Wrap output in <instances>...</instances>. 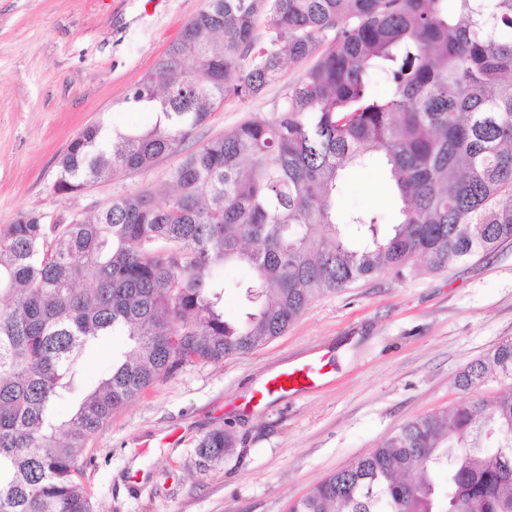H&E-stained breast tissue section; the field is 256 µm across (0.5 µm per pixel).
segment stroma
I'll list each match as a JSON object with an SVG mask.
<instances>
[{
    "label": "stroma",
    "mask_w": 512,
    "mask_h": 512,
    "mask_svg": "<svg viewBox=\"0 0 512 512\" xmlns=\"http://www.w3.org/2000/svg\"><path fill=\"white\" fill-rule=\"evenodd\" d=\"M204 0H0V225L32 212L46 223L87 218L113 197L168 189L167 156L83 192L54 187L57 160L89 126L144 129L155 113L126 103ZM253 99L224 100L187 148L250 118H271L285 82ZM395 203L378 164L349 169L338 211ZM512 340V242L430 273L384 272L314 300L288 330L219 363L189 362L115 411L88 445L83 483L97 512H289L325 476L366 455L404 424L507 391L492 379L460 389V374ZM112 336L81 361L86 384L112 371ZM324 363L314 387L251 406L282 368ZM230 432L217 462L201 457L210 431ZM163 441L145 457L140 445Z\"/></svg>",
    "instance_id": "35a3bbf8"
}]
</instances>
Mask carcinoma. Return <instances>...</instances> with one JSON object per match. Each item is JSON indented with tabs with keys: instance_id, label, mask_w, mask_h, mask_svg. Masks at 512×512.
Returning a JSON list of instances; mask_svg holds the SVG:
<instances>
[{
	"instance_id": "1",
	"label": "carcinoma",
	"mask_w": 512,
	"mask_h": 512,
	"mask_svg": "<svg viewBox=\"0 0 512 512\" xmlns=\"http://www.w3.org/2000/svg\"><path fill=\"white\" fill-rule=\"evenodd\" d=\"M295 64L274 116L184 153L163 202L145 188L91 218L0 225V512H93L90 439L182 364L247 355L362 278L442 271L512 240V0H205L127 97L155 125L112 132L109 151L86 128L56 190L151 168ZM372 160L400 200L391 224L336 211L343 171ZM235 266L251 271L242 322L224 319L221 271ZM113 333L128 350L82 388L84 351ZM495 376L512 381V340L460 386ZM231 447L217 429L198 452ZM290 512H512V388L407 423Z\"/></svg>"
}]
</instances>
